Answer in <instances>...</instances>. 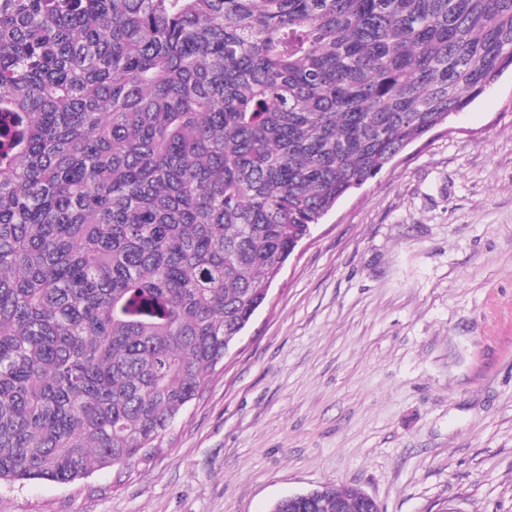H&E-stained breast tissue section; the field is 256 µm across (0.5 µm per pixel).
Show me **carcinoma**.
Masks as SVG:
<instances>
[{
	"mask_svg": "<svg viewBox=\"0 0 512 512\" xmlns=\"http://www.w3.org/2000/svg\"><path fill=\"white\" fill-rule=\"evenodd\" d=\"M509 68L512 0H0V482L160 447L312 226Z\"/></svg>",
	"mask_w": 512,
	"mask_h": 512,
	"instance_id": "carcinoma-1",
	"label": "carcinoma"
}]
</instances>
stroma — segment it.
Listing matches in <instances>:
<instances>
[{"label":"stroma","instance_id":"obj_1","mask_svg":"<svg viewBox=\"0 0 512 512\" xmlns=\"http://www.w3.org/2000/svg\"><path fill=\"white\" fill-rule=\"evenodd\" d=\"M512 512V70L314 226L132 467L0 483V512ZM341 487L336 488V485H324L311 491L309 495L315 500V508L294 509L290 505L291 499L294 498L285 496L275 503L271 512H336V497L339 495L338 491Z\"/></svg>","mask_w":512,"mask_h":512}]
</instances>
